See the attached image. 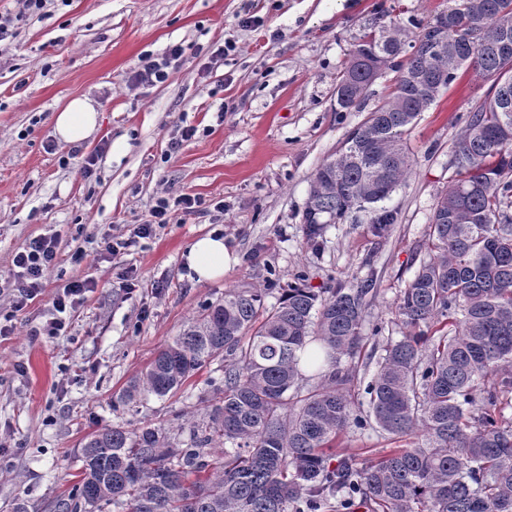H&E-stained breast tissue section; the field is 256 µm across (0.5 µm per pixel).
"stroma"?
<instances>
[{"instance_id":"obj_1","label":"stroma","mask_w":512,"mask_h":512,"mask_svg":"<svg viewBox=\"0 0 512 512\" xmlns=\"http://www.w3.org/2000/svg\"><path fill=\"white\" fill-rule=\"evenodd\" d=\"M446 0H48L15 15L0 41V512L25 499L43 512L77 480L86 438L120 423L189 429L205 415L220 363L176 395L119 401L128 381L229 290L262 289L274 305L282 288L317 292L367 281L363 333L353 361L371 379L388 342L407 329L395 303L432 255L429 224L448 188L452 150L491 83L466 71L441 92L407 135L413 161L405 184L383 205L350 209L309 238L304 213L318 166L349 131L389 97L397 74L384 70L365 99L336 109V84L359 38L393 23L407 37ZM181 45L167 82L133 83L142 55ZM224 57L211 61L217 48ZM97 103L100 122L86 142L66 144L53 117L76 97ZM192 140L169 152L183 127ZM95 156L92 176L82 166ZM202 198L203 211L157 230L117 256L99 257L102 237L145 224L159 197ZM223 209H215V202ZM396 221L377 232L378 208ZM213 233L234 256L222 279L198 281L185 261L192 242ZM58 236L63 261L40 296L15 311L7 293L12 259L30 240ZM84 253L82 263L69 259ZM91 281L58 336L36 335L58 288ZM347 427L338 456L379 460L391 448L424 445Z\"/></svg>"}]
</instances>
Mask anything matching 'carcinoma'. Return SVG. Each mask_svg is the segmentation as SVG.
Here are the masks:
<instances>
[{
	"label": "carcinoma",
	"mask_w": 512,
	"mask_h": 512,
	"mask_svg": "<svg viewBox=\"0 0 512 512\" xmlns=\"http://www.w3.org/2000/svg\"><path fill=\"white\" fill-rule=\"evenodd\" d=\"M402 30L364 34L336 85V111L359 105L374 69L403 53ZM390 97L316 170L305 210L320 234L354 205L388 198L410 174L405 136L462 69L492 81L453 149L448 191L432 213L435 251L398 299L408 333L387 344L361 386L350 368L365 336L369 285L230 290L165 345L121 399L176 393L204 366L224 363V388L178 441L161 428L118 423L92 434L80 480L49 512H512V0H448L418 26ZM318 383L302 386L301 356ZM367 403L351 397L358 390ZM401 438L421 430L428 446L395 448L358 465L334 460L349 425Z\"/></svg>",
	"instance_id": "1"
}]
</instances>
